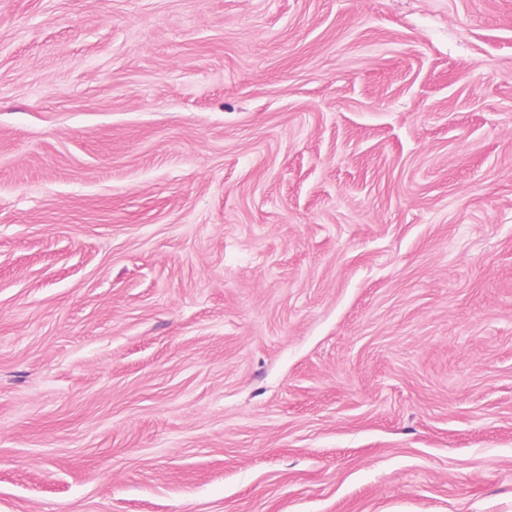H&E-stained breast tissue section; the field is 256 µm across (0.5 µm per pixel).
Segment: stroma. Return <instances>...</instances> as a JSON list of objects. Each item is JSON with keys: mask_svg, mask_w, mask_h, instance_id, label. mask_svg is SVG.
Returning a JSON list of instances; mask_svg holds the SVG:
<instances>
[{"mask_svg": "<svg viewBox=\"0 0 512 512\" xmlns=\"http://www.w3.org/2000/svg\"><path fill=\"white\" fill-rule=\"evenodd\" d=\"M0 512H512V0H0Z\"/></svg>", "mask_w": 512, "mask_h": 512, "instance_id": "stroma-1", "label": "stroma"}]
</instances>
